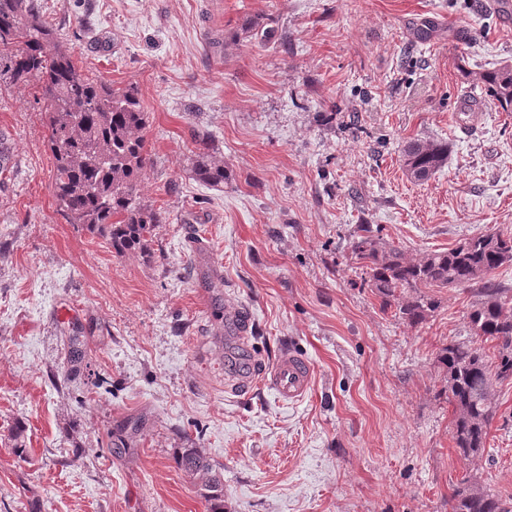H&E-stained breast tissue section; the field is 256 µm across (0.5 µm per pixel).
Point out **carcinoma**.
Instances as JSON below:
<instances>
[{"label": "carcinoma", "instance_id": "1", "mask_svg": "<svg viewBox=\"0 0 512 512\" xmlns=\"http://www.w3.org/2000/svg\"><path fill=\"white\" fill-rule=\"evenodd\" d=\"M268 38L271 30L248 20L233 38ZM484 87L499 106L512 112V63L488 71H463ZM36 80L56 162L53 195L72 224L109 241L116 254H144L152 225L166 223L160 211L137 199L151 159L146 145L149 113L133 87L113 88L85 76L60 34L44 18L34 0H0V90ZM200 153L192 177L217 187L224 183V160L210 153L206 134L197 135ZM448 160V144L414 140L401 150L402 167L410 179L430 178ZM351 260L365 271L364 283L383 306L395 307L398 318L414 327L435 311L438 300L424 288H457L485 281L483 299L469 314L473 334L493 343L497 364L485 359L483 347L450 343L436 356L444 373L441 393L452 406V438L467 460L483 457L493 419L492 396L498 382L512 379V306L487 280L496 270L512 266V235L488 233L464 239L452 249L409 258L386 245L370 224L358 226L350 245ZM176 463L193 477L210 512H224V479L195 448L177 455ZM451 512H512V504L464 479L450 497Z\"/></svg>", "mask_w": 512, "mask_h": 512}]
</instances>
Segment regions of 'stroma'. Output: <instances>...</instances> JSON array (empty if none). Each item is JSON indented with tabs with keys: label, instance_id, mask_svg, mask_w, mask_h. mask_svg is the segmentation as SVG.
Segmentation results:
<instances>
[{
	"label": "stroma",
	"instance_id": "1",
	"mask_svg": "<svg viewBox=\"0 0 512 512\" xmlns=\"http://www.w3.org/2000/svg\"><path fill=\"white\" fill-rule=\"evenodd\" d=\"M40 2L88 78L137 89L139 196L167 221L150 263L69 223L38 85L0 92V512H207L174 460L190 446L223 475L224 512H451L465 476L512 498V380L476 462L439 394L435 356L472 341L477 287L437 291L412 327L350 259L361 224L412 258L512 234V112L457 70L512 60V25L483 0ZM251 17L275 38L231 40ZM197 130L221 186L191 175ZM417 139L449 146L419 182L400 161ZM237 310L255 360H310L305 400L228 392Z\"/></svg>",
	"mask_w": 512,
	"mask_h": 512
}]
</instances>
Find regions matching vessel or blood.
<instances>
[{
	"label": "vessel or blood",
	"mask_w": 512,
	"mask_h": 512,
	"mask_svg": "<svg viewBox=\"0 0 512 512\" xmlns=\"http://www.w3.org/2000/svg\"><path fill=\"white\" fill-rule=\"evenodd\" d=\"M226 371L233 378L231 388L235 393H242L248 385L263 387L288 405L303 401L312 389L310 361L289 348L282 349L262 368L245 361L227 365Z\"/></svg>",
	"instance_id": "1"
}]
</instances>
